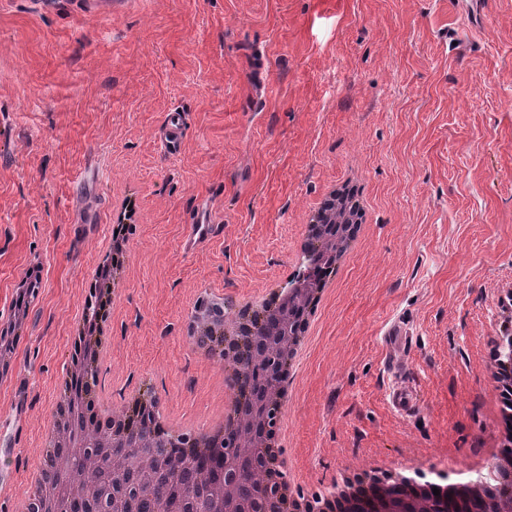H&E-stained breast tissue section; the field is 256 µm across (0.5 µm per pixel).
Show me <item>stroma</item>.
I'll return each mask as SVG.
<instances>
[{
  "mask_svg": "<svg viewBox=\"0 0 512 512\" xmlns=\"http://www.w3.org/2000/svg\"><path fill=\"white\" fill-rule=\"evenodd\" d=\"M476 35L457 0H0V314L45 268L0 383V512L41 458L112 211L138 213L101 395L148 390L181 419L221 402L220 366L183 343L200 290L258 291L348 165L373 222L297 363L287 445L301 482L423 459L487 476L483 338L512 282V0ZM186 120L164 154L167 113ZM208 204L215 237L181 241ZM407 332L400 370L382 329ZM416 389L404 416L391 384Z\"/></svg>",
  "mask_w": 512,
  "mask_h": 512,
  "instance_id": "obj_1",
  "label": "stroma"
}]
</instances>
